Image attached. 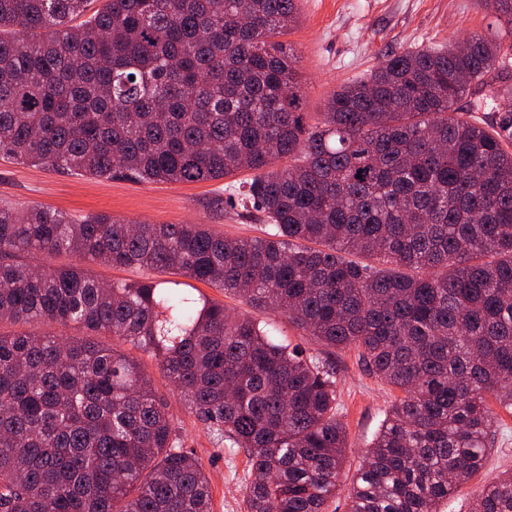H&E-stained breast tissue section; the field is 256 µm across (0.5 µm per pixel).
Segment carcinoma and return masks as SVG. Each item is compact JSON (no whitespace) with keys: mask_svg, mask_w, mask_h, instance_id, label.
Returning <instances> with one entry per match:
<instances>
[{"mask_svg":"<svg viewBox=\"0 0 512 512\" xmlns=\"http://www.w3.org/2000/svg\"><path fill=\"white\" fill-rule=\"evenodd\" d=\"M296 2L0 0L1 157L138 183L248 170L224 192L266 227L227 238L0 206V319L84 332H0V512H212L202 465L126 345L246 453V512H327L347 448L334 369L191 297L193 281L357 349L403 393L349 512H438L484 467L490 401L512 409V111L484 126L457 103L512 98L491 77L501 38L390 52L311 125L282 40ZM82 261L181 280L110 283ZM469 512H512V471Z\"/></svg>","mask_w":512,"mask_h":512,"instance_id":"cac0c4a2","label":"carcinoma"}]
</instances>
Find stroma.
Returning <instances> with one entry per match:
<instances>
[{"label": "stroma", "instance_id": "stroma-1", "mask_svg": "<svg viewBox=\"0 0 512 512\" xmlns=\"http://www.w3.org/2000/svg\"><path fill=\"white\" fill-rule=\"evenodd\" d=\"M299 21L287 41L300 58L306 82L302 109L309 117L323 111L327 97L342 83L366 77L390 51L443 48L477 35L512 37L485 0H299ZM224 181L134 183L64 175L53 169L19 164L0 157V205H39L75 216L102 213L151 224H205L231 238L262 235L264 226L226 202ZM252 317L273 328L277 338L328 358L336 368L338 416L347 430L344 487L328 512H348L347 483L377 433L399 391L370 373L353 350L327 353L313 337L270 310ZM155 390L179 422L184 443L201 462L212 491L213 512H243L251 470L243 452L218 444L171 383L155 358L141 356ZM512 469V412H501L494 446L481 473L441 505V512H467L486 481Z\"/></svg>", "mask_w": 512, "mask_h": 512}]
</instances>
